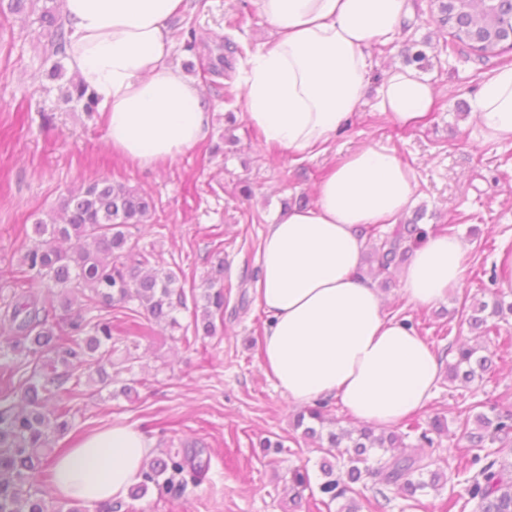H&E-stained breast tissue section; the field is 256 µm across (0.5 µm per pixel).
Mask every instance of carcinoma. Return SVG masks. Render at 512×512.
Masks as SVG:
<instances>
[{
	"mask_svg": "<svg viewBox=\"0 0 512 512\" xmlns=\"http://www.w3.org/2000/svg\"><path fill=\"white\" fill-rule=\"evenodd\" d=\"M31 2L37 22L45 28L48 40L43 56L55 59L52 76H63L62 61L67 58L69 33L65 27L60 0H10V9H21ZM437 11V22L446 27L451 41L448 52L463 46L481 59L497 58L512 42V0H430ZM183 51L198 60H208L209 73H224V44L210 46L194 27L180 32ZM404 63L420 70L429 65L422 50L408 46ZM64 100L75 102L92 113L98 100L79 78H71ZM156 212L154 200L107 177H98L71 190L58 208L33 224L31 245L22 258V269L13 276L16 286L45 290L44 301L26 297L15 304L9 315L12 336L6 339L0 355V512H47L36 483L43 476L45 463L54 452L53 441L72 429L70 409L63 402L69 394L65 385L72 378L74 364H93L97 383L113 382L107 368L112 360V319L99 315L115 311V318L140 336L154 333V325L180 327L176 312L186 307L183 288L171 269L150 265L131 229L148 223ZM415 219L396 224L387 232L376 227L364 229L367 239L365 274L390 276L407 259L428 232ZM224 262H219L215 280L201 294L192 295L194 334L211 336L213 316L224 312ZM59 305H54V302ZM61 313H56V309ZM512 313V301L496 298L471 305L470 327L488 337L497 330L490 318L501 319ZM64 371L57 370V366ZM492 369L489 356L466 343L456 344L454 362L448 365V381L465 385L481 381ZM461 428L470 444V457L463 471H473L466 479L464 504H474L473 512H512V455L503 449L512 446V409L496 403H478L463 410ZM474 427H469V424ZM294 427L303 429V438L314 441L324 454L320 465L324 480L322 495L340 501L339 512H362L364 508L388 505L387 491L394 490L407 500L427 491L440 492L447 482L443 469L430 456L405 451L411 434L427 446L433 435L448 433L445 418L434 416L421 427L419 421L406 424L407 431H376L370 425L347 428L330 416L327 403L317 401L300 412ZM499 444L496 451L489 444ZM209 469L201 452L167 453L146 462L144 480L129 490L138 500L149 488L158 495L183 492L188 484L200 483ZM309 485V475L291 471L289 492L298 497ZM373 498L364 495V489Z\"/></svg>",
	"mask_w": 512,
	"mask_h": 512,
	"instance_id": "cac0c4a2",
	"label": "carcinoma"
}]
</instances>
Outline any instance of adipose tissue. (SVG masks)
I'll return each instance as SVG.
<instances>
[{
    "label": "adipose tissue",
    "instance_id": "1",
    "mask_svg": "<svg viewBox=\"0 0 512 512\" xmlns=\"http://www.w3.org/2000/svg\"><path fill=\"white\" fill-rule=\"evenodd\" d=\"M183 0H63L68 61L106 114L113 153L149 167L172 160L208 134L197 84L164 59L165 20ZM271 24L246 63V116L266 142L304 158L360 111L373 72L371 48L409 17V0H255ZM436 89L412 68L387 71L376 106L416 125ZM472 109L484 141L512 140V67L488 72ZM416 175L373 143L339 159L317 201L269 224L260 244L256 302L268 318L265 373L295 405L332 399L353 419L398 425L431 397L441 359L414 329L387 318L383 296L360 274L371 224L407 213ZM467 248L427 237L400 273L408 306L427 308L460 289ZM152 442L115 423L51 461L58 499L87 505L123 500L140 483Z\"/></svg>",
    "mask_w": 512,
    "mask_h": 512
}]
</instances>
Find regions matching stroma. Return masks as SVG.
Listing matches in <instances>:
<instances>
[{
    "label": "stroma",
    "mask_w": 512,
    "mask_h": 512,
    "mask_svg": "<svg viewBox=\"0 0 512 512\" xmlns=\"http://www.w3.org/2000/svg\"><path fill=\"white\" fill-rule=\"evenodd\" d=\"M231 16L239 18L237 28H226ZM189 24L199 38L225 40L229 67L223 77L200 67L191 75L203 86L209 134L176 159L143 168L109 150L102 112L90 114L63 100L60 80L39 65L46 36L28 11H0V315L23 295L10 274L21 265L32 225L57 207L67 189L108 176L147 192L158 221L136 230L140 247L175 271L188 295L205 288L215 265H223L231 288L228 304L241 312L217 324L214 335L189 344L161 325L147 340L114 333V361L128 353L135 357L123 378L136 380L137 393L128 398L120 395L119 384L103 389L81 377L70 401L74 430L87 434L115 423L137 424L152 438L153 454L196 448L209 457L199 485L163 497L148 492L134 501V512H338L339 503L324 505L318 488L321 452L294 429L287 396L262 370L266 317L254 293L260 242L284 201L314 199L338 159L365 144H382L416 172L414 206L422 212L421 226L439 232L454 225L467 246L461 293L414 309L399 300L398 281L384 290L395 301L388 315L408 320L451 363V344L473 336L461 313L463 301L489 302L499 295L512 300V289L503 290L494 276L497 252L512 248V141L484 142L476 119L465 113L483 76L512 66V49L488 61L473 55L458 61L445 49L448 34L435 24L429 0H413L408 26L373 46L374 71L401 65L405 45L417 43L431 62L423 75L438 89L431 112L418 126L405 128L366 100L322 153L299 160L263 143L247 121L243 95L224 99L225 86L240 85L247 52L271 38L272 27L253 0H184L179 14L165 23V59L179 70L190 56L178 29ZM489 349L496 370L473 384L474 398L512 408V342ZM461 392L459 385L439 380L417 414L423 423L437 414L447 420V435L432 447L448 475L446 488L421 496L415 506L393 496L385 512H448L449 496L463 491L458 464L469 442L458 418L465 405ZM265 438L281 442L282 451L261 448ZM297 467L307 470L310 486L296 506L288 494V472Z\"/></svg>",
    "instance_id": "stroma-1"
}]
</instances>
